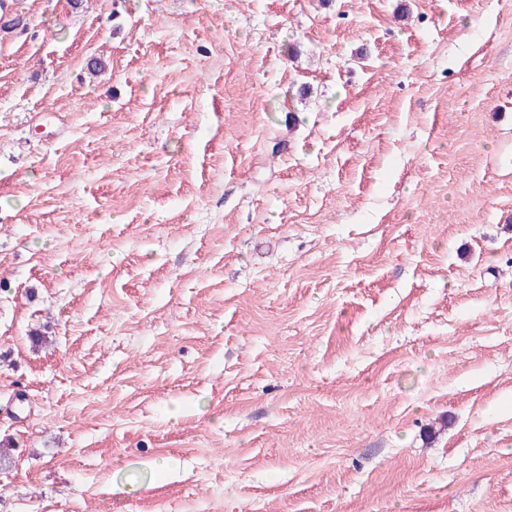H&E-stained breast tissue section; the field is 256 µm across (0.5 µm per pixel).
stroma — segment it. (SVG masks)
Returning <instances> with one entry per match:
<instances>
[{"mask_svg":"<svg viewBox=\"0 0 512 512\" xmlns=\"http://www.w3.org/2000/svg\"><path fill=\"white\" fill-rule=\"evenodd\" d=\"M6 3L0 512H512V0Z\"/></svg>","mask_w":512,"mask_h":512,"instance_id":"obj_1","label":"stroma"}]
</instances>
